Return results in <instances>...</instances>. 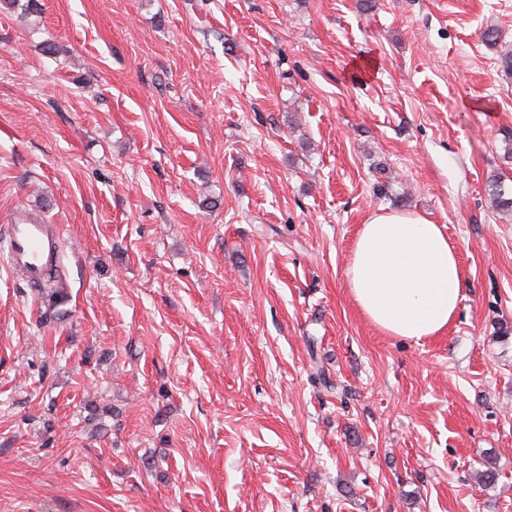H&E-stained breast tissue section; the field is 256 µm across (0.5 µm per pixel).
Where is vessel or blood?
I'll list each match as a JSON object with an SVG mask.
<instances>
[{"label": "vessel or blood", "mask_w": 512, "mask_h": 512, "mask_svg": "<svg viewBox=\"0 0 512 512\" xmlns=\"http://www.w3.org/2000/svg\"><path fill=\"white\" fill-rule=\"evenodd\" d=\"M0 243L7 248L11 270L20 272L29 284L39 283L61 256V243L45 224L15 213L0 226Z\"/></svg>", "instance_id": "obj_1"}]
</instances>
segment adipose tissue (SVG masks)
Wrapping results in <instances>:
<instances>
[{
  "label": "adipose tissue",
  "mask_w": 512,
  "mask_h": 512,
  "mask_svg": "<svg viewBox=\"0 0 512 512\" xmlns=\"http://www.w3.org/2000/svg\"><path fill=\"white\" fill-rule=\"evenodd\" d=\"M362 315L383 333L420 341L445 331L465 280L443 225L378 210L362 224L345 271Z\"/></svg>",
  "instance_id": "1"
}]
</instances>
